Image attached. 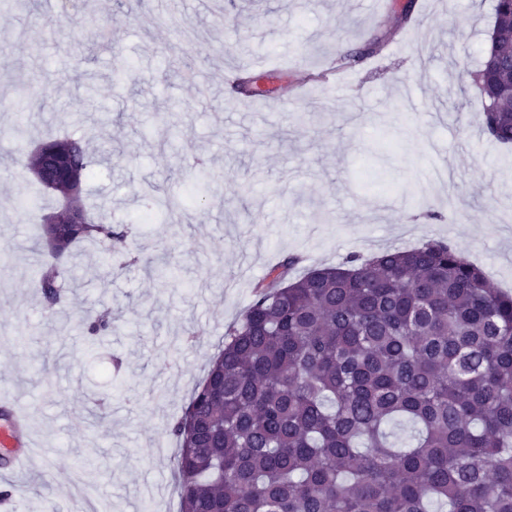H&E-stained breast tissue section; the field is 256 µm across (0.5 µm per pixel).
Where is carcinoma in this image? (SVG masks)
<instances>
[{"instance_id": "obj_1", "label": "carcinoma", "mask_w": 512, "mask_h": 512, "mask_svg": "<svg viewBox=\"0 0 512 512\" xmlns=\"http://www.w3.org/2000/svg\"><path fill=\"white\" fill-rule=\"evenodd\" d=\"M512 0H495L476 74L483 128L512 145ZM80 177L87 143L48 138ZM57 192L82 224H45L38 244L62 258L82 242L123 239L91 215L82 189ZM268 274L224 335L184 416L180 512H512V295L442 241L391 249L287 282ZM65 270L39 271L60 300ZM112 315L89 322L106 334ZM409 423L405 447L390 425Z\"/></svg>"}]
</instances>
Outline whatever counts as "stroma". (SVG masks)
Wrapping results in <instances>:
<instances>
[{
  "instance_id": "obj_1",
  "label": "stroma",
  "mask_w": 512,
  "mask_h": 512,
  "mask_svg": "<svg viewBox=\"0 0 512 512\" xmlns=\"http://www.w3.org/2000/svg\"><path fill=\"white\" fill-rule=\"evenodd\" d=\"M493 5L181 0L169 14L161 0H0V377L37 445L14 512H142L151 495L179 512L167 428L286 257L297 279L437 240L512 294V148L483 132L473 81ZM345 54L359 63L335 71ZM330 68L310 103L282 104ZM236 71L279 108L234 110ZM48 135L106 153L82 188L127 232L64 258L52 308L37 275L49 254L20 204L37 194L42 218L59 204L26 165ZM156 192L181 201L178 221L146 208ZM104 308L111 332L88 335Z\"/></svg>"
}]
</instances>
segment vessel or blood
<instances>
[{
	"label": "vessel or blood",
	"instance_id": "vessel-or-blood-1",
	"mask_svg": "<svg viewBox=\"0 0 512 512\" xmlns=\"http://www.w3.org/2000/svg\"><path fill=\"white\" fill-rule=\"evenodd\" d=\"M0 409L10 420L0 426V478L7 480L25 471L33 456L29 417L17 408L8 383H0Z\"/></svg>",
	"mask_w": 512,
	"mask_h": 512
}]
</instances>
